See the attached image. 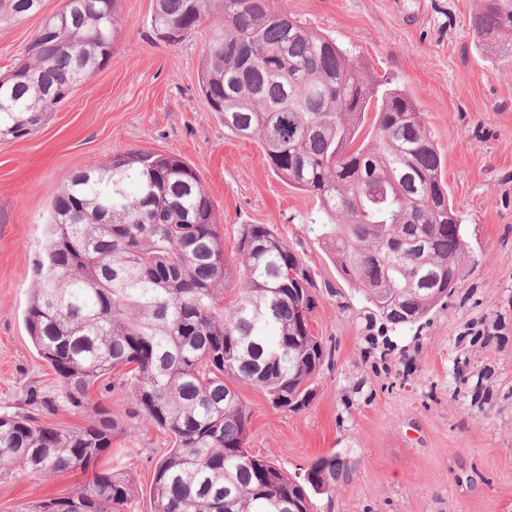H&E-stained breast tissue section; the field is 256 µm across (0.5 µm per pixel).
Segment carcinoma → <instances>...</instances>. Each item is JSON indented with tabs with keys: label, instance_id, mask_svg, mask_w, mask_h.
<instances>
[{
	"label": "carcinoma",
	"instance_id": "carcinoma-1",
	"mask_svg": "<svg viewBox=\"0 0 512 512\" xmlns=\"http://www.w3.org/2000/svg\"><path fill=\"white\" fill-rule=\"evenodd\" d=\"M42 0H0V21H20ZM117 0H66L26 58L0 79V138L30 134L112 55ZM200 90L236 137L258 140L274 173L313 194L330 223L325 245L372 314L393 326L424 318L464 278L466 243L442 180V154L401 89L378 93L331 37L271 0H156L154 31L178 42L212 14ZM470 26L482 46L512 52V0H481ZM372 138L353 148L368 113ZM237 268L224 258L215 205L181 158L139 149L66 173L52 202L44 258L25 325L56 375L32 386L29 410L0 415V479L94 467L68 496L16 512H129L137 487L99 465L112 436L146 422L172 448L153 471V512H309V493L336 489V459L301 481L246 449L250 417L235 385L298 412L323 365L302 322L310 272L265 224H245ZM237 278L233 304L224 285ZM130 387L127 414L92 404L110 376ZM86 416L47 426L40 414Z\"/></svg>",
	"mask_w": 512,
	"mask_h": 512
}]
</instances>
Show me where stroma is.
Wrapping results in <instances>:
<instances>
[{
  "mask_svg": "<svg viewBox=\"0 0 512 512\" xmlns=\"http://www.w3.org/2000/svg\"><path fill=\"white\" fill-rule=\"evenodd\" d=\"M346 50L376 88L415 102L444 165L467 243V273L425 318L391 327L369 317L358 285L323 245L317 199L279 178L261 144L225 131L199 89L206 21L178 43L153 33L155 0H118L112 56L32 134L0 141V414L24 411L29 386L55 376L25 325L36 250L63 172L145 149L192 165L216 206L224 256L238 264L243 225L266 224L302 258L314 301L311 331L326 359L299 412L272 408L250 385L249 450L305 478L320 459L345 469L310 512H512V53L479 45L478 0H272ZM64 0L0 22V77L24 58ZM168 435L140 425L113 438L137 493L149 487ZM83 476L0 480V512L69 495Z\"/></svg>",
  "mask_w": 512,
  "mask_h": 512,
  "instance_id": "obj_1",
  "label": "stroma"
}]
</instances>
